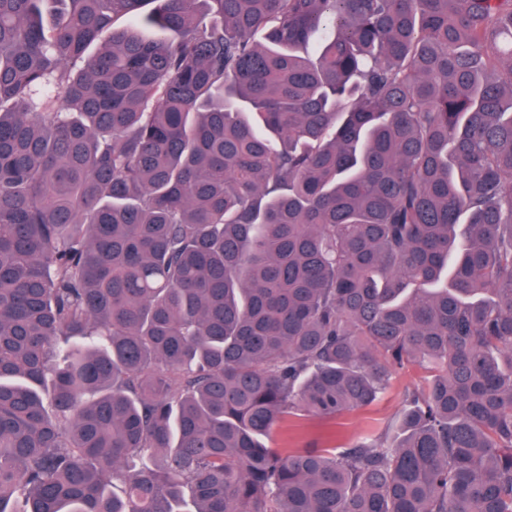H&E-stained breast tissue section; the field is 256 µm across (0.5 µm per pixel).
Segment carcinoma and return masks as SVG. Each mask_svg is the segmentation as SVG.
Segmentation results:
<instances>
[{"instance_id": "cac0c4a2", "label": "carcinoma", "mask_w": 512, "mask_h": 512, "mask_svg": "<svg viewBox=\"0 0 512 512\" xmlns=\"http://www.w3.org/2000/svg\"><path fill=\"white\" fill-rule=\"evenodd\" d=\"M0 512H512V0H0ZM420 371L409 368L400 373L393 386L374 405L346 412L336 419V430L342 441L349 442L371 428H395L404 407V391L420 381ZM293 436V442L300 447L321 448V422L317 418L300 420Z\"/></svg>"}]
</instances>
